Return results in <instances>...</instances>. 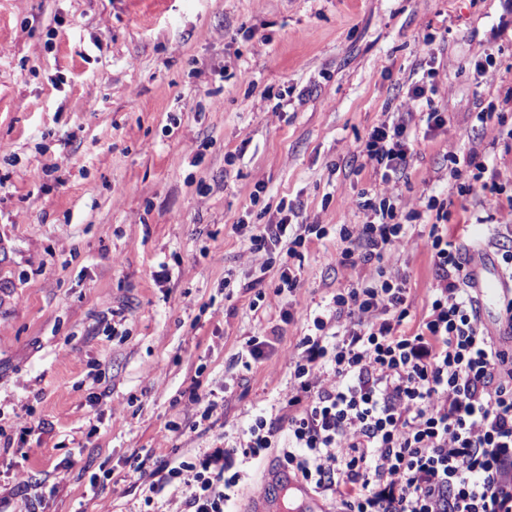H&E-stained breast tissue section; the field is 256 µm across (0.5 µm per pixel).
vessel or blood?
<instances>
[{
    "mask_svg": "<svg viewBox=\"0 0 512 512\" xmlns=\"http://www.w3.org/2000/svg\"><path fill=\"white\" fill-rule=\"evenodd\" d=\"M467 268L470 284L478 296L482 321L488 329H495L499 322L497 309L505 297L512 295V286L503 278L489 250L472 252Z\"/></svg>",
    "mask_w": 512,
    "mask_h": 512,
    "instance_id": "1",
    "label": "vessel or blood"
}]
</instances>
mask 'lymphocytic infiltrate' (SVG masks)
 <instances>
[{
	"label": "lymphocytic infiltrate",
	"instance_id": "1",
	"mask_svg": "<svg viewBox=\"0 0 512 512\" xmlns=\"http://www.w3.org/2000/svg\"><path fill=\"white\" fill-rule=\"evenodd\" d=\"M436 68L407 91V112L370 132L363 157L382 183L399 181L415 152L410 109L425 103L426 127L448 125L430 106ZM364 220L340 225L343 267L372 265V276L338 289L313 314L290 353V386L275 418L256 417L236 441L198 458H159L145 505L166 498L174 512H229L248 463L273 458L334 512H512V348L483 324L467 275V258L444 233L448 205L422 198L405 212L390 199L359 204ZM277 220L239 224L247 249L286 252L275 294L299 286L296 260L318 224H294V206L280 200ZM430 223L416 228V220ZM423 242L433 258L434 288L413 332L408 278L387 256Z\"/></svg>",
	"mask_w": 512,
	"mask_h": 512
}]
</instances>
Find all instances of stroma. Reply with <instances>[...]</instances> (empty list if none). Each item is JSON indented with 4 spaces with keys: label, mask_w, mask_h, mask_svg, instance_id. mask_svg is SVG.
<instances>
[{
    "label": "stroma",
    "mask_w": 512,
    "mask_h": 512,
    "mask_svg": "<svg viewBox=\"0 0 512 512\" xmlns=\"http://www.w3.org/2000/svg\"><path fill=\"white\" fill-rule=\"evenodd\" d=\"M428 34L450 122L413 119L417 155L383 184L360 151L403 111ZM490 100L499 118L478 123ZM511 129L512 0H0V429L44 424L28 451L0 447L8 512H22L13 491L29 479L45 512H142L131 455L192 458L277 414L281 351L233 378L225 362L260 324L294 346L310 311L366 271L340 267L329 234L309 244L295 296L274 294L273 269L252 310L264 257L234 224L266 223L284 197L299 223L359 224L362 192L406 210L432 195L488 241L512 214L497 195H459L446 159L478 151L510 190ZM392 264L420 319L430 252ZM195 377L223 399V425L191 429ZM248 470L236 512H299V494L266 492L272 460Z\"/></svg>",
    "instance_id": "35a3bbf8"
}]
</instances>
